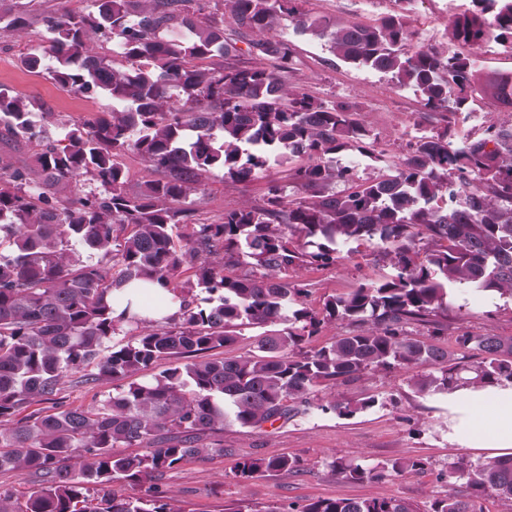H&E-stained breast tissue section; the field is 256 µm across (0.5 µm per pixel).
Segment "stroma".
Segmentation results:
<instances>
[{
	"label": "stroma",
	"instance_id": "stroma-1",
	"mask_svg": "<svg viewBox=\"0 0 512 512\" xmlns=\"http://www.w3.org/2000/svg\"><path fill=\"white\" fill-rule=\"evenodd\" d=\"M447 4L448 0H409L407 15L416 43L471 58L482 69L512 71L511 50L487 51L449 39ZM302 7L311 15L338 23H373L393 13L397 4L395 0H304ZM273 33L288 42L293 51L295 65L283 75L287 86L317 101L350 103L375 134L374 156L348 151L336 157L338 165L352 168L355 182L374 178L387 162L404 158L419 137L442 133L440 115L426 111L412 90L394 85L385 74L337 59L326 40L297 33L292 18H280ZM40 41L36 24L21 35L0 36V84L31 102L47 135L55 140L73 123L100 115L107 101L63 91L46 68L28 71L22 58ZM507 118V112L497 103L473 93L454 116L452 142L463 146L481 138L491 122ZM288 170V165H275L244 181L225 179L219 171L208 174L192 196L193 222L217 221L231 207L262 205L269 182L287 181ZM376 251L373 245L346 244L334 266L301 271L309 289L307 307L320 309L327 297L383 281L391 269L375 261ZM465 332L512 336V297L478 296L463 288L452 289L444 344L455 346L457 336ZM111 391V383L84 384L79 375L73 374L61 384L57 399L64 406L86 409L98 405ZM338 396L354 401L372 396L377 403L352 415L322 411V404ZM201 442L210 446L208 455L187 459L162 480L167 496L178 501L184 512H285L288 506L318 498L390 497L412 501L421 512H427L448 488L463 486L462 479H449L450 462L477 464L484 460L478 449L449 443L446 393H414L401 370L367 373L336 386H317L303 415L260 429L228 425L202 434ZM216 443L224 444L225 453L213 451ZM282 455L299 459L297 472L262 473L246 481L234 474L237 459ZM335 457L369 466L396 458L421 457L427 465L415 475L355 483L330 469Z\"/></svg>",
	"mask_w": 512,
	"mask_h": 512
}]
</instances>
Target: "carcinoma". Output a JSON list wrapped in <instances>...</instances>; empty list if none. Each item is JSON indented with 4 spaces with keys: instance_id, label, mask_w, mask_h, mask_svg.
Segmentation results:
<instances>
[{
    "instance_id": "cac0c4a2",
    "label": "carcinoma",
    "mask_w": 512,
    "mask_h": 512,
    "mask_svg": "<svg viewBox=\"0 0 512 512\" xmlns=\"http://www.w3.org/2000/svg\"><path fill=\"white\" fill-rule=\"evenodd\" d=\"M98 2L95 13L0 14L3 35L41 24L49 73L62 89L112 100L103 115L49 140L26 99L0 85V134L39 146L33 168L0 156V471L40 479L23 503L0 488V512H183L158 481L209 452L202 433L289 420L316 386L369 370L423 366L410 379L418 394L512 383V336L461 334L457 344L478 351L471 362L439 344L443 323L433 321L426 337L409 331L448 311L450 286L512 296V126L491 123L484 137L454 148L447 124L387 173L356 184L336 155L360 148L369 129L346 103L285 90L292 53L270 32L292 18L302 32L328 38L338 59L413 86L445 122L476 87L512 112V72H481L467 57L410 47L402 10L374 24H333L303 14L300 0H225L248 52L274 65L210 68L205 62L235 43L224 36V19L190 16L195 0ZM102 30L124 64L86 51ZM492 31L512 42V0H471L448 27L469 46ZM128 148L159 178L128 187L114 161ZM294 157L301 162L288 183L270 182L262 206L232 207L217 222L178 232L190 217L183 200L203 176L220 170L245 180ZM87 175L96 189L83 190ZM453 178L463 206L447 203ZM292 191L304 196L292 199ZM118 231L126 233L121 243ZM376 241L393 269L386 280L329 297L318 311L306 306L301 270L336 264L342 244ZM242 266L243 275L226 273ZM187 268L195 281L182 280ZM134 280L163 288L157 299L179 302L178 312L151 320L129 300L114 315L112 293ZM275 323L288 327L243 355L197 357L234 343L238 329ZM336 323L349 330L312 345ZM127 325L134 340L109 346ZM91 364L83 382H110L112 396L88 409L26 413L55 400L63 379ZM139 373L148 378L135 380ZM374 404L335 399L321 410L350 415ZM330 466L362 481L414 474L425 462L369 467L334 458ZM296 467L288 456L250 457L234 472L249 479ZM448 477L466 479V493L450 487L425 511L402 498H336L296 512H483L488 494L512 512V456L451 462ZM125 485L143 493L127 495Z\"/></svg>"
}]
</instances>
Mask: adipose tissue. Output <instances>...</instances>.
<instances>
[{
	"instance_id": "obj_1",
	"label": "adipose tissue",
	"mask_w": 512,
	"mask_h": 512,
	"mask_svg": "<svg viewBox=\"0 0 512 512\" xmlns=\"http://www.w3.org/2000/svg\"><path fill=\"white\" fill-rule=\"evenodd\" d=\"M448 412L453 425L449 442H458L467 436L468 445L486 451L488 458L512 454V383L486 388L470 386L449 390ZM484 415L494 424L491 437H483L476 423L477 415Z\"/></svg>"
}]
</instances>
